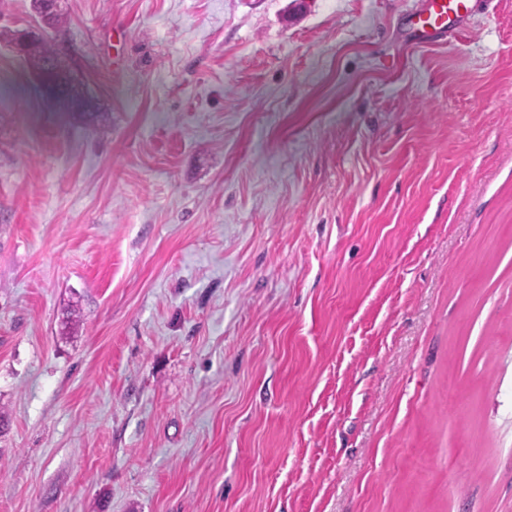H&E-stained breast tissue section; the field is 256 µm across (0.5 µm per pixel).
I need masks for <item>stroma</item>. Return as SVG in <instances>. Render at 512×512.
I'll use <instances>...</instances> for the list:
<instances>
[{
  "label": "stroma",
  "instance_id": "stroma-1",
  "mask_svg": "<svg viewBox=\"0 0 512 512\" xmlns=\"http://www.w3.org/2000/svg\"><path fill=\"white\" fill-rule=\"evenodd\" d=\"M0 0V512H512V0ZM470 0H427L425 9L419 14L416 22V41L428 43L446 37L451 30L448 17L454 14L459 21L468 17ZM46 27H34L22 29L16 32L13 49L18 55H23L31 50L39 41L47 35ZM27 62L34 69L37 76L44 74L48 64L56 57L54 44L46 36L38 46L27 54Z\"/></svg>",
  "mask_w": 512,
  "mask_h": 512
}]
</instances>
